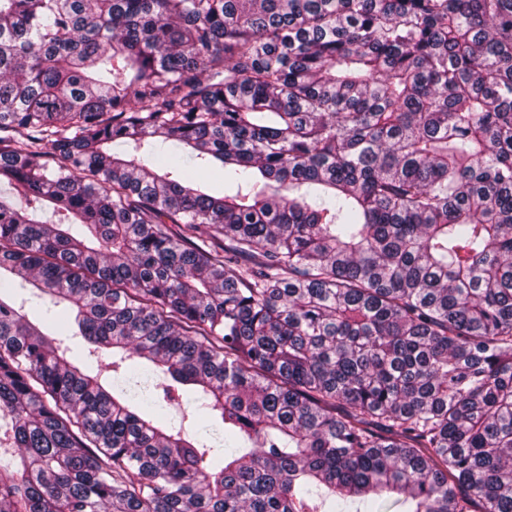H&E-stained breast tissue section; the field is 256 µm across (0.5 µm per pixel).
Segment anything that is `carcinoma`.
I'll use <instances>...</instances> for the list:
<instances>
[{
    "instance_id": "obj_1",
    "label": "carcinoma",
    "mask_w": 512,
    "mask_h": 512,
    "mask_svg": "<svg viewBox=\"0 0 512 512\" xmlns=\"http://www.w3.org/2000/svg\"><path fill=\"white\" fill-rule=\"evenodd\" d=\"M1 186L0 512H512V0H0Z\"/></svg>"
}]
</instances>
